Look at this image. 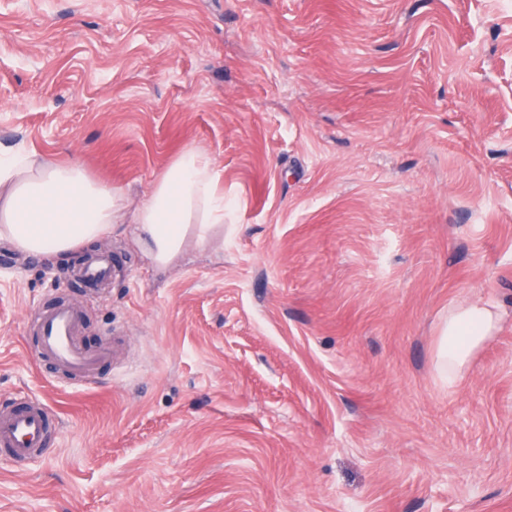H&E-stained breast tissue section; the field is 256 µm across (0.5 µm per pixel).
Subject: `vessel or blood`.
Instances as JSON below:
<instances>
[{
  "label": "vessel or blood",
  "instance_id": "vessel-or-blood-1",
  "mask_svg": "<svg viewBox=\"0 0 512 512\" xmlns=\"http://www.w3.org/2000/svg\"><path fill=\"white\" fill-rule=\"evenodd\" d=\"M116 275L111 259L105 256L89 260L79 272L84 281L99 285L110 284ZM80 321L78 308L59 303L39 312L34 334L44 360L65 374L90 381L114 353L106 346L92 352L80 347L75 341ZM57 425L55 412L40 401L20 398L1 405L0 459L29 463L41 457Z\"/></svg>",
  "mask_w": 512,
  "mask_h": 512
}]
</instances>
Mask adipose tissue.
Listing matches in <instances>:
<instances>
[{"label":"adipose tissue","mask_w":512,"mask_h":512,"mask_svg":"<svg viewBox=\"0 0 512 512\" xmlns=\"http://www.w3.org/2000/svg\"><path fill=\"white\" fill-rule=\"evenodd\" d=\"M217 179L208 157L185 150L131 208L121 187L95 181L79 166L51 163L34 153L0 151V238L27 253L63 258L113 225L136 224L144 250L164 268L181 255L187 238L206 243L223 223L228 203L216 192ZM498 326L499 315L491 305L450 308L436 357L441 380L457 386Z\"/></svg>","instance_id":"adipose-tissue-1"}]
</instances>
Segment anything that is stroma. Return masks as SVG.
<instances>
[{
  "instance_id": "stroma-1",
  "label": "stroma",
  "mask_w": 512,
  "mask_h": 512,
  "mask_svg": "<svg viewBox=\"0 0 512 512\" xmlns=\"http://www.w3.org/2000/svg\"><path fill=\"white\" fill-rule=\"evenodd\" d=\"M17 147L134 206L195 148L230 207L164 269L132 224L0 239V400L61 419L0 512H512V0H0ZM468 301L501 322L451 389ZM59 302L122 350L94 382L36 355ZM117 276L112 260L106 256H99L89 260L79 272V277L84 281L107 285ZM498 326V312L489 304L468 303L449 309L436 357L438 374L444 383L448 382V388L461 382L471 358L493 336Z\"/></svg>"
}]
</instances>
